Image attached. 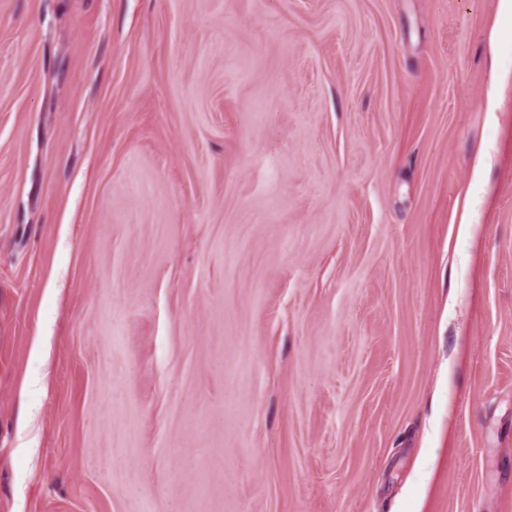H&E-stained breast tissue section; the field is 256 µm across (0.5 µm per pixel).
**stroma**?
I'll return each instance as SVG.
<instances>
[{
	"label": "stroma",
	"instance_id": "obj_1",
	"mask_svg": "<svg viewBox=\"0 0 512 512\" xmlns=\"http://www.w3.org/2000/svg\"><path fill=\"white\" fill-rule=\"evenodd\" d=\"M499 4L0 0V512H512Z\"/></svg>",
	"mask_w": 512,
	"mask_h": 512
}]
</instances>
